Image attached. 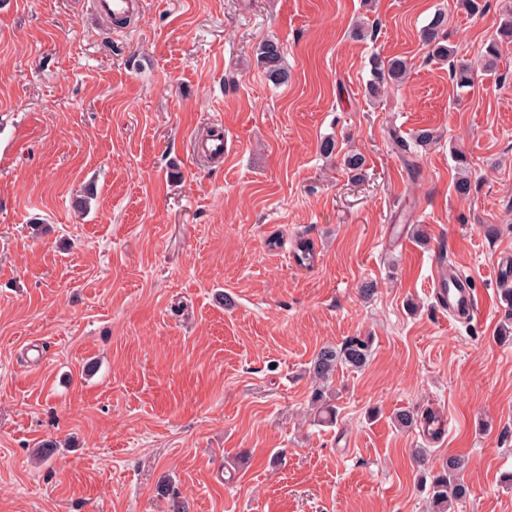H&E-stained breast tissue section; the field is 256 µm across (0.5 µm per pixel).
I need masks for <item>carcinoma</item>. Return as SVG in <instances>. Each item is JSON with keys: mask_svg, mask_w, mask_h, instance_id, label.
Segmentation results:
<instances>
[{"mask_svg": "<svg viewBox=\"0 0 512 512\" xmlns=\"http://www.w3.org/2000/svg\"><path fill=\"white\" fill-rule=\"evenodd\" d=\"M446 26V14L439 12L420 30L419 38L428 59L448 62L449 78L456 88L461 90L473 86L477 69H496L502 57L503 46L512 43V11L507 9L500 18L494 37L481 47L478 56L479 67L476 68L470 62L454 60L455 50L447 44ZM255 55L257 66L261 68L268 81L276 86L288 83L290 73L278 41H261L255 48ZM410 69L411 63L406 59L375 58L372 61L371 79L367 85L369 96L377 98L385 88L403 83ZM454 159L457 171L461 172V176L455 182V191L461 196H466L470 191V182L464 172L469 169V160L462 152L454 153ZM370 353V338L348 337L339 345L322 346L311 360L310 369L313 377L324 383L341 367L357 370L365 367ZM463 467L464 461L451 455L443 461L439 471L432 475L429 486L432 512H448L452 502L468 496L469 488L461 476Z\"/></svg>", "mask_w": 512, "mask_h": 512, "instance_id": "carcinoma-1", "label": "carcinoma"}]
</instances>
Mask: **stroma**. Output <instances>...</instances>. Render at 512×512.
Wrapping results in <instances>:
<instances>
[{"instance_id":"35a3bbf8","label":"stroma","mask_w":512,"mask_h":512,"mask_svg":"<svg viewBox=\"0 0 512 512\" xmlns=\"http://www.w3.org/2000/svg\"><path fill=\"white\" fill-rule=\"evenodd\" d=\"M487 2L144 0L119 32L94 0H0V512H428L417 448L465 458L455 512H512V48L459 91L419 41L446 12L475 60ZM270 38L288 84L256 64ZM376 56L412 68L373 100ZM216 124L228 150L198 161ZM439 258L478 320L437 307ZM351 336L370 359L315 424L310 361ZM430 406L441 441L393 422Z\"/></svg>"}]
</instances>
